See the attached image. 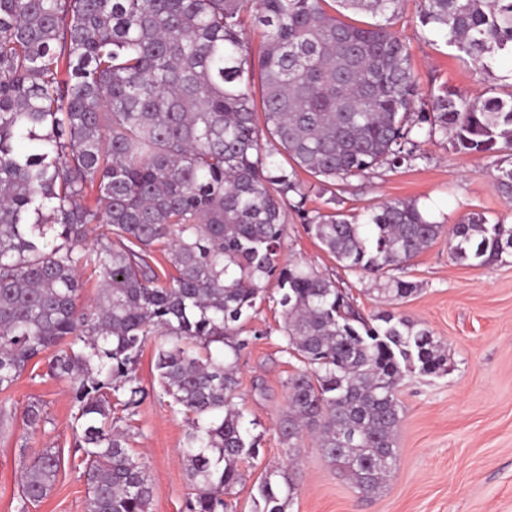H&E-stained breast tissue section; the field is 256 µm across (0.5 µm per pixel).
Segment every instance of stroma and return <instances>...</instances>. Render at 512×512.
<instances>
[{"mask_svg": "<svg viewBox=\"0 0 512 512\" xmlns=\"http://www.w3.org/2000/svg\"><path fill=\"white\" fill-rule=\"evenodd\" d=\"M418 0H403L396 25L407 43L422 93L441 87L467 98L512 93V52L490 70L459 59L441 32L423 28ZM422 159L381 168L362 178L328 184L303 180L309 207L338 197L349 216L393 199L413 200L434 221L451 227L471 213L512 225V201L495 186L512 168V148L491 155L463 154L451 140L423 143ZM285 256L302 260L335 281L366 316L389 310L428 329L448 351V369L437 376L406 373L398 397L404 416L397 432L398 465L380 494L366 497L336 474L311 437L289 454L278 422L288 406L286 382L298 362L285 351L280 309L265 300L247 321L253 330L238 358L235 402L259 442L256 460L242 463L244 479L228 496V512H253L265 469L296 460V493L288 512H512V255L486 266L455 262L447 237H439L399 276L416 290L400 301L382 293V280L345 271L321 244L292 220ZM154 343H147L136 376L146 395L135 415L114 408L118 427L129 429L153 485L151 512H188L190 492L181 451L190 430L184 414L159 400ZM47 355L34 358L16 384L0 392V512H17L23 459L20 447L59 451L61 466L51 493L28 512H86L87 487L74 455L76 411L67 382L49 374ZM43 404L37 428L23 421L26 406Z\"/></svg>", "mask_w": 512, "mask_h": 512, "instance_id": "35a3bbf8", "label": "stroma"}]
</instances>
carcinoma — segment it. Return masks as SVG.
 I'll return each mask as SVG.
<instances>
[{"instance_id":"obj_1","label":"carcinoma","mask_w":512,"mask_h":512,"mask_svg":"<svg viewBox=\"0 0 512 512\" xmlns=\"http://www.w3.org/2000/svg\"><path fill=\"white\" fill-rule=\"evenodd\" d=\"M400 2L0 0V392L54 350L48 371L76 407L87 512H150L148 468L112 428V401L140 403L133 366L152 336L160 398L191 424L188 512H226L239 464L259 455L234 404L236 360L272 280L286 352L303 365L288 378L283 441L311 432L366 496L396 470L400 381L447 371L444 347L406 316H362L281 253L295 219L341 267L382 277L443 232L412 200L386 201L362 224L311 209L302 172L360 178L416 159L420 138L438 134L466 154L512 147V94L441 88L423 100L395 30ZM419 22L484 70L512 47V0H423ZM91 224L102 231L90 242ZM448 245L459 264L491 265L512 254V225L473 213ZM81 271L97 278L92 305L79 304ZM415 291L391 277L382 288L395 301ZM44 419L38 402L24 411L31 428ZM20 455L26 512L61 459ZM294 467L265 471L254 512H287Z\"/></svg>"}]
</instances>
